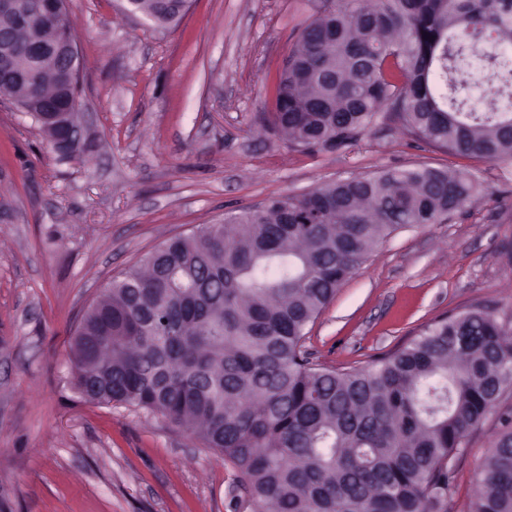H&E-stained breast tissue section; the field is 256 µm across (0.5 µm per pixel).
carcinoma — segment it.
<instances>
[{
  "label": "carcinoma",
  "instance_id": "carcinoma-1",
  "mask_svg": "<svg viewBox=\"0 0 512 512\" xmlns=\"http://www.w3.org/2000/svg\"><path fill=\"white\" fill-rule=\"evenodd\" d=\"M132 10L178 22L160 0ZM495 100L462 94L476 49ZM512 0H328L298 34L263 121L303 149L357 141L379 112L455 155L512 165ZM54 79L21 86L39 102ZM466 168L352 176L205 224L144 254L82 318L75 386L157 414L219 450L251 512H442L456 456L512 385V321L475 308L367 370L303 350L337 288L401 226L477 198ZM469 512H512V417Z\"/></svg>",
  "mask_w": 512,
  "mask_h": 512
}]
</instances>
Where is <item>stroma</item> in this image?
I'll use <instances>...</instances> for the list:
<instances>
[{
  "label": "stroma",
  "instance_id": "35a3bbf8",
  "mask_svg": "<svg viewBox=\"0 0 512 512\" xmlns=\"http://www.w3.org/2000/svg\"><path fill=\"white\" fill-rule=\"evenodd\" d=\"M323 0H191L159 27L126 0H67L79 118L95 143L61 159L0 100V512H249L236 470L163 418L86 403L71 338L113 278L168 238L322 184L386 169L468 166L482 194L445 224L393 231L309 324L305 350L369 368L444 316L512 320V166L465 161L379 113L337 150L261 126L298 33ZM512 411V388L468 436L448 512Z\"/></svg>",
  "mask_w": 512,
  "mask_h": 512
}]
</instances>
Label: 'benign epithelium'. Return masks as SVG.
<instances>
[{
    "label": "benign epithelium",
    "mask_w": 512,
    "mask_h": 512,
    "mask_svg": "<svg viewBox=\"0 0 512 512\" xmlns=\"http://www.w3.org/2000/svg\"><path fill=\"white\" fill-rule=\"evenodd\" d=\"M15 20L12 30L0 33V93L59 74L77 47L72 37L73 22L65 16L63 0H0V15ZM53 35L52 40L25 37L31 27Z\"/></svg>",
    "instance_id": "benign-epithelium-1"
}]
</instances>
